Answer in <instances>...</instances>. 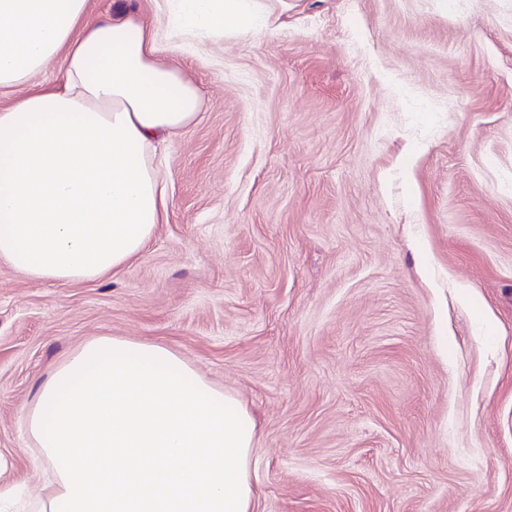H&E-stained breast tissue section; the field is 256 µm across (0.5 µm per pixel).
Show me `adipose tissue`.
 I'll list each match as a JSON object with an SVG mask.
<instances>
[{
	"label": "adipose tissue",
	"instance_id": "ef3b65f1",
	"mask_svg": "<svg viewBox=\"0 0 512 512\" xmlns=\"http://www.w3.org/2000/svg\"><path fill=\"white\" fill-rule=\"evenodd\" d=\"M169 22L254 34L258 0H182ZM150 24L88 0H0V89L55 56L62 75L0 110V261L36 281L99 279L140 253L167 210L157 148L197 117L200 88L162 64ZM45 491L0 460V512H252L256 421L170 347L86 341L24 415Z\"/></svg>",
	"mask_w": 512,
	"mask_h": 512
}]
</instances>
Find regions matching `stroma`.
<instances>
[{"label":"stroma","instance_id":"35a3bbf8","mask_svg":"<svg viewBox=\"0 0 512 512\" xmlns=\"http://www.w3.org/2000/svg\"><path fill=\"white\" fill-rule=\"evenodd\" d=\"M261 3L252 37L184 41L165 0H89L204 103L140 255L77 284L0 262V456L37 496L27 405L122 336L253 413L254 512H512V0Z\"/></svg>","mask_w":512,"mask_h":512}]
</instances>
